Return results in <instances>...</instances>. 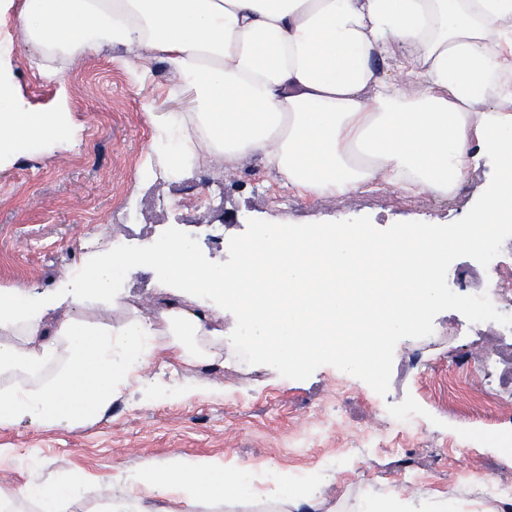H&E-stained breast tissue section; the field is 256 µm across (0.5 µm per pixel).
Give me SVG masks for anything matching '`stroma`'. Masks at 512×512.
<instances>
[{
  "instance_id": "stroma-1",
  "label": "stroma",
  "mask_w": 512,
  "mask_h": 512,
  "mask_svg": "<svg viewBox=\"0 0 512 512\" xmlns=\"http://www.w3.org/2000/svg\"><path fill=\"white\" fill-rule=\"evenodd\" d=\"M1 53L13 59L17 108L51 110L65 91L80 136L69 148L31 154L0 170V285L56 287L77 275L92 237L109 231L126 237L133 255L177 234L208 267L231 269L238 243L264 225L373 224L385 233L395 224H458L494 178L487 160L451 201L393 189L311 198L289 191L278 173L252 158L140 184L136 167L151 135L142 99L156 98L163 112L191 105L187 95L167 99L172 76L164 62L143 53L149 77L138 82L106 50L65 66L49 82L30 69V47L11 22L0 25ZM228 215L233 223H225ZM464 317L446 304L428 313L429 335L383 338L387 360L379 376L334 359L295 370L246 353L220 369L194 370L157 356L101 419L53 429L25 421L1 430L0 448L15 461L0 467V485L88 481L93 491L70 512H93L98 488L177 454L252 469L254 498L276 491L266 478L273 471L318 484L320 512L354 507L368 493L491 499L495 485L512 486V454L475 436L512 419V361L500 359L482 372L476 365L489 351L511 349L512 340L492 326L460 337ZM170 381H204L212 389L186 402L149 395L153 384ZM400 410L417 420L413 435L394 431L389 416ZM371 436L394 444V452L369 448Z\"/></svg>"
}]
</instances>
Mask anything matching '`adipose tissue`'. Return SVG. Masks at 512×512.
<instances>
[{
	"label": "adipose tissue",
	"instance_id": "ef3b65f1",
	"mask_svg": "<svg viewBox=\"0 0 512 512\" xmlns=\"http://www.w3.org/2000/svg\"><path fill=\"white\" fill-rule=\"evenodd\" d=\"M45 77L59 64L125 50L167 64L170 96L195 95L186 112L141 109L153 127L137 169L179 176L211 159L259 157L302 196H350L387 185L453 197L484 158L496 178L468 229L455 235L405 224L387 236L367 224H324L316 248L276 224L240 247L238 266L211 269L192 245L167 240L132 256H85L67 292L0 287V430L22 421L81 425L103 416L158 354L188 367H220L224 343L208 298L232 304L259 347L299 369L331 355L377 358L382 337L415 333L441 299L449 250L483 244L512 223V0H0ZM78 138L66 96L50 112L0 107V145L25 155ZM164 268L174 296L154 318L127 306L114 271ZM237 473L211 458H170L126 477L102 512H208L233 506ZM74 486L0 487V512L36 500L69 512Z\"/></svg>",
	"mask_w": 512,
	"mask_h": 512
}]
</instances>
